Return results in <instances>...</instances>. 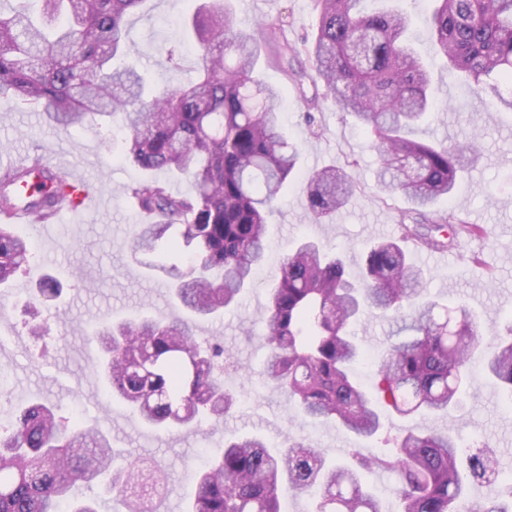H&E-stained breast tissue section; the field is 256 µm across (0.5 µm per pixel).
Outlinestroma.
<instances>
[{"mask_svg":"<svg viewBox=\"0 0 512 512\" xmlns=\"http://www.w3.org/2000/svg\"><path fill=\"white\" fill-rule=\"evenodd\" d=\"M231 4L240 29L278 17L289 39L297 41L315 28L310 0H231ZM188 6L189 0H150L149 16L129 21V38L137 50L133 61L149 85H176L196 75L198 47L178 41ZM171 47L176 53L170 57L166 51ZM306 64L303 56L288 64L264 55L258 72L281 93L285 131L298 145L302 172L332 162L353 163L357 199L332 224L312 222L298 187L287 188L276 202L269 217L272 249L257 275L259 287L221 319L200 322L197 328L199 337L223 343L224 385L237 395L239 404L223 421L205 423L200 432L191 434L148 429L123 403L109 400L99 376L101 350L93 337L98 325L145 310L157 316L170 312L169 276L137 265L128 250L145 217L124 193L141 172L118 157L122 128L116 125L108 131L92 124L63 133L42 113L0 103V166L34 154L60 158L77 167L94 194L110 204L105 212L89 202L76 206L62 217L55 235L40 225H29L35 258L9 292L0 293V381L7 387L1 406L10 416L27 403L50 402L63 416L99 426L111 438L119 459L158 464L166 475L167 490L157 500L156 512H184L192 491L188 469L230 438L256 433L278 445L290 437L331 452L356 443L351 433L333 424H309L283 392L265 384L261 374L262 284L273 277L291 242L307 235L356 254L373 239L395 235L398 213L405 206L402 198L379 196L377 155L362 129L343 120L331 100H319L318 126L307 127L302 118L308 109L304 97L314 88L298 89L287 73L288 68ZM431 71L436 108L422 127L423 135L451 144L467 137L479 144L480 159L460 180L452 202L469 223L481 227L482 234L449 249L450 264H432L419 247L411 249L410 258L426 272L432 297L465 305L481 316L480 334L487 342L512 323V114L486 111L482 100L449 80L444 67L432 65ZM48 273L64 286L59 300L62 312L52 319L49 335L38 337L30 333L35 318L26 302ZM391 330V322L380 317L357 328L367 354L358 368L363 382H370L376 373ZM507 402L500 386L478 377L464 392L461 408L445 415L393 413L386 427L391 432L405 426L446 431L458 438L466 454L474 442H482L495 450L503 479L512 481V409Z\"/></svg>","mask_w":512,"mask_h":512,"instance_id":"1","label":"stroma"}]
</instances>
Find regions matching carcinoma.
<instances>
[{
    "label": "carcinoma",
    "mask_w": 512,
    "mask_h": 512,
    "mask_svg": "<svg viewBox=\"0 0 512 512\" xmlns=\"http://www.w3.org/2000/svg\"><path fill=\"white\" fill-rule=\"evenodd\" d=\"M31 2L0 0V102L42 112L62 132L97 121L125 129L119 157L150 173L125 194L152 217L138 225L130 250L174 279L169 300L178 314H141L95 330L105 388L149 428L196 431L238 403L224 386V347L198 339L197 323L223 316L255 287L268 256L267 216L299 170L300 153L280 122V91L255 75L264 40L235 27L228 0H199L182 22L202 49L197 77L149 95L140 71L119 64L130 53L128 19L147 0H38L37 14ZM364 2L311 0L316 33L298 47L279 20L262 25L278 34L283 58L307 56L311 72L297 81L323 83L377 152L380 191H399L410 204L398 236L361 249L358 276L347 254L303 237L266 286L268 383L304 419L331 421L362 442L380 431L381 409L446 413L471 382L477 316L425 297L406 243L444 250L478 234L437 204L452 200L480 155L472 141L414 137L434 108L430 71L409 39V15L394 0H374L371 10ZM430 2L433 52L448 79L479 98L491 91L488 110H512V0ZM34 171L42 182L28 207L30 220L42 224L71 196L72 183L41 155L0 173V210L13 205V189ZM173 172L189 176L193 190L175 193L156 177ZM302 193L310 218L331 224L352 202L355 182L346 168L327 166L306 175ZM33 260L20 225L0 224V288ZM61 294L60 282L47 276L33 301L45 306ZM369 313L401 325L366 387L354 374L366 351L351 328ZM484 372L512 393V324L493 337ZM386 444L351 449L347 464L309 444L272 448L259 436H240L197 471L186 512H284L287 492L308 496L313 512H382L362 481L371 469L396 475L400 512H459L464 503L468 512H512V484L505 499L466 502L471 486L498 481L496 459L472 453L463 469L458 444L437 430L404 428ZM104 475L128 512H152L145 487L161 485L160 473L135 461L114 466L105 432L44 402L0 427V512H97L94 500H73L70 492Z\"/></svg>",
    "instance_id": "obj_1"
}]
</instances>
